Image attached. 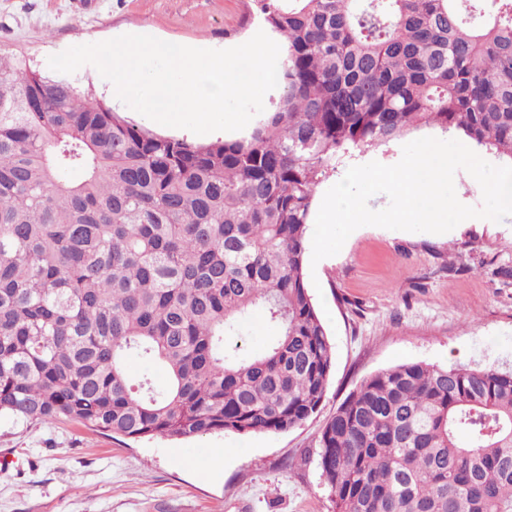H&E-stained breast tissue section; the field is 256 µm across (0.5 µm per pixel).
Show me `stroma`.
<instances>
[{
	"instance_id": "obj_1",
	"label": "stroma",
	"mask_w": 512,
	"mask_h": 512,
	"mask_svg": "<svg viewBox=\"0 0 512 512\" xmlns=\"http://www.w3.org/2000/svg\"><path fill=\"white\" fill-rule=\"evenodd\" d=\"M253 0H0V48L47 77L50 56L140 31L227 49L252 38ZM73 80L128 122L161 128L113 97L94 66ZM304 282L333 344L325 398L282 433L132 440L69 420L0 418V512H334L318 435L361 382L409 362L512 368V216L444 234L356 229L341 251L305 264Z\"/></svg>"
}]
</instances>
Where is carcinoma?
Here are the masks:
<instances>
[{
  "instance_id": "cac0c4a2",
  "label": "carcinoma",
  "mask_w": 512,
  "mask_h": 512,
  "mask_svg": "<svg viewBox=\"0 0 512 512\" xmlns=\"http://www.w3.org/2000/svg\"><path fill=\"white\" fill-rule=\"evenodd\" d=\"M255 5L284 94L242 139L152 134L0 49V417L130 439L299 426L333 363L303 279L317 187L411 126L512 161V0ZM255 314L266 347L226 348ZM318 443L335 512H512V369L379 371Z\"/></svg>"
}]
</instances>
